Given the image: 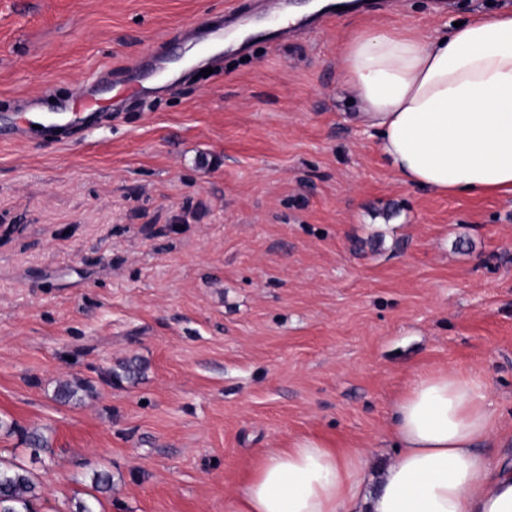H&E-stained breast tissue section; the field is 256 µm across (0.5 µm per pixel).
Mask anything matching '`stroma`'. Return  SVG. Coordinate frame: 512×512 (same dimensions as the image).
<instances>
[{
  "label": "stroma",
  "instance_id": "stroma-1",
  "mask_svg": "<svg viewBox=\"0 0 512 512\" xmlns=\"http://www.w3.org/2000/svg\"><path fill=\"white\" fill-rule=\"evenodd\" d=\"M437 2L287 38L260 0H0V418L17 427L0 464L37 476L36 512H224L264 453L308 434L383 463L425 369L484 371L512 429V196L404 185L341 81L354 28L508 7ZM231 13L244 49L132 97L207 45L183 26ZM89 80L101 121L15 136ZM132 358L136 380L109 379ZM76 378L93 394L56 400ZM35 429L51 454L22 442Z\"/></svg>",
  "mask_w": 512,
  "mask_h": 512
}]
</instances>
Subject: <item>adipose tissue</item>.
Here are the masks:
<instances>
[{
  "instance_id": "1",
  "label": "adipose tissue",
  "mask_w": 512,
  "mask_h": 512,
  "mask_svg": "<svg viewBox=\"0 0 512 512\" xmlns=\"http://www.w3.org/2000/svg\"><path fill=\"white\" fill-rule=\"evenodd\" d=\"M359 124L403 183L442 195L512 194V13L425 35L360 28L341 50ZM499 430L483 372L419 374L394 402L395 453L308 435L268 451L225 512H512V468L484 454Z\"/></svg>"
}]
</instances>
